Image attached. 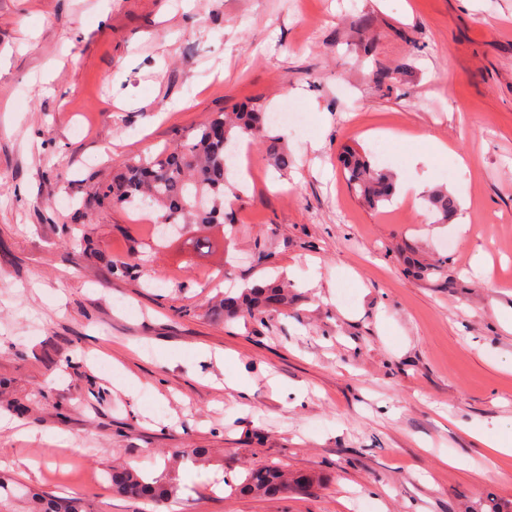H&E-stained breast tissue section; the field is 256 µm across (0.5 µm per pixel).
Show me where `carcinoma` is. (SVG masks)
<instances>
[{
    "instance_id": "cac0c4a2",
    "label": "carcinoma",
    "mask_w": 512,
    "mask_h": 512,
    "mask_svg": "<svg viewBox=\"0 0 512 512\" xmlns=\"http://www.w3.org/2000/svg\"><path fill=\"white\" fill-rule=\"evenodd\" d=\"M245 139L263 146L276 169L286 171L292 164L287 146L268 136L265 112L242 104L234 112L215 113L196 129L191 140L176 142L155 158L129 160L112 185L98 193L95 203L138 202L154 207L159 224H229L232 216L224 209V196L233 190L228 181L229 158ZM341 163L348 184L368 206L376 208L391 199L395 192L392 173L374 167L354 148L343 151ZM429 202L442 223L457 210L456 200L446 190L435 191ZM290 295L291 284L285 279L254 283L239 292L224 293L216 305V316L226 322L240 316L264 321L287 307ZM172 455L197 463L208 460L204 448H175ZM108 478L113 491L157 506L176 497L179 491L171 470L150 476L132 467L114 466ZM315 482L312 475L265 466L251 470L238 490L241 494L274 497L305 491ZM0 512H90V507L81 496L59 498L47 492H32L0 474Z\"/></svg>"
}]
</instances>
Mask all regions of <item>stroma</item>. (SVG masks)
<instances>
[{"label": "stroma", "instance_id": "1", "mask_svg": "<svg viewBox=\"0 0 512 512\" xmlns=\"http://www.w3.org/2000/svg\"><path fill=\"white\" fill-rule=\"evenodd\" d=\"M249 102L303 113L269 128L294 165L250 146L209 249H192L200 227L161 234L152 209L96 206L128 159ZM348 146L410 192L368 207ZM440 188L458 204L445 224L427 201ZM410 254L442 273L415 276ZM276 276L287 310L212 316L227 289ZM511 314L512 0H0V416L27 430L0 433L14 480L93 512H506L512 456L462 425L512 431ZM199 344L236 356L204 363ZM175 448L210 452L179 466L177 502L113 494L108 463L157 474ZM274 465L319 482L236 493Z\"/></svg>", "mask_w": 512, "mask_h": 512}]
</instances>
